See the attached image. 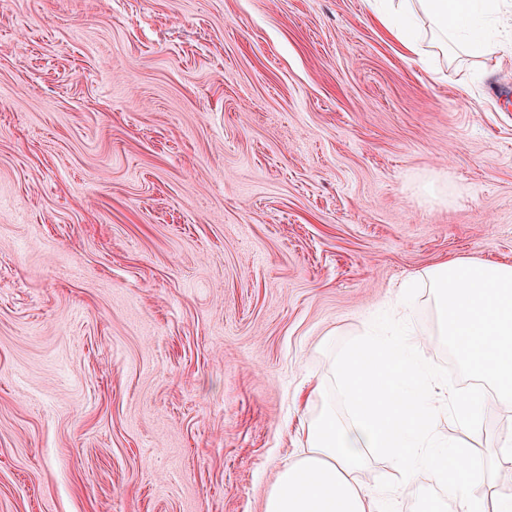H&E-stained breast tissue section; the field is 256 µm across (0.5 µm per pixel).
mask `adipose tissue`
Wrapping results in <instances>:
<instances>
[{
  "mask_svg": "<svg viewBox=\"0 0 512 512\" xmlns=\"http://www.w3.org/2000/svg\"><path fill=\"white\" fill-rule=\"evenodd\" d=\"M512 0H383L380 24L413 54L489 53ZM440 330L482 389L438 388L416 331L366 328L332 357V380L315 388L319 407L302 424L305 451L266 492L264 512H385L354 475L375 454L391 462V500L439 486L464 512H512V497H488L482 463L457 440L492 406L512 408V264L456 258L422 273ZM338 397H331V390ZM344 412H337V403Z\"/></svg>",
  "mask_w": 512,
  "mask_h": 512,
  "instance_id": "ef3b65f1",
  "label": "adipose tissue"
}]
</instances>
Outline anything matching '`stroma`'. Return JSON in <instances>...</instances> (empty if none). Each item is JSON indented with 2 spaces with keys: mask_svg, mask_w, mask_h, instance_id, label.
I'll list each match as a JSON object with an SVG mask.
<instances>
[{
  "mask_svg": "<svg viewBox=\"0 0 512 512\" xmlns=\"http://www.w3.org/2000/svg\"><path fill=\"white\" fill-rule=\"evenodd\" d=\"M469 256L512 263L511 49L429 65L367 0H0V512H263L330 351ZM412 326L456 382L428 289Z\"/></svg>",
  "mask_w": 512,
  "mask_h": 512,
  "instance_id": "35a3bbf8",
  "label": "stroma"
}]
</instances>
